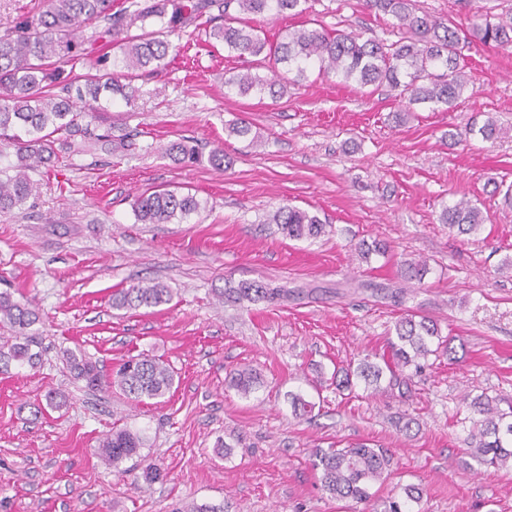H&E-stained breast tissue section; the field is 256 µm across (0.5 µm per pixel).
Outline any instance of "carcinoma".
Instances as JSON below:
<instances>
[{
    "label": "carcinoma",
    "mask_w": 512,
    "mask_h": 512,
    "mask_svg": "<svg viewBox=\"0 0 512 512\" xmlns=\"http://www.w3.org/2000/svg\"><path fill=\"white\" fill-rule=\"evenodd\" d=\"M305 0H124L114 9V0H46L29 11L0 35V155L15 150L12 173L0 169V212L35 206L36 186L29 172L50 169L62 152L74 146V139L90 137L112 148V113L108 102L119 97L132 104L138 97L135 82L154 75L168 65L173 51L170 36L193 35L205 24L208 36L239 56L265 54L281 70L270 78L251 72L225 79L224 84L241 95L253 90L275 98L290 86L300 84L307 70L316 64L322 72H334L345 80L366 86L386 84L411 103L452 105L464 92L469 79L464 71L462 38L456 27L428 14H416L411 0H369L371 6L394 17L404 31L399 40L385 44L352 33L331 34L325 29H288L281 39L270 42L260 30L247 24L242 15L269 13L297 15ZM91 28L88 36L82 29ZM473 36L485 45L512 44V16L497 22L481 17L473 24ZM97 48L105 49L95 60L96 73L84 76V83L72 78L77 66ZM166 154L187 162L201 157L193 141L183 139L167 146ZM196 196L175 190L157 189L138 197L133 214L139 224H170L198 212ZM440 221L461 234L477 231L484 223L481 211L459 200L443 208ZM268 223L293 240L317 239L327 224L315 214L290 205L278 207ZM428 272L424 260L400 262L402 280L421 282ZM291 291L285 286L252 281L241 282L217 293L218 300L231 303L284 302ZM173 293L159 282L141 281L112 295V307L138 309L168 305ZM38 311L28 302L0 291V326L10 335L0 338V374L13 368L36 367L41 358V338L34 326ZM395 339L389 341L392 362L380 366L368 360L354 371H346L336 386L349 389L353 379L364 382V390L381 392L380 381L389 372V388H402L411 378L407 368L420 370L434 354L432 345L452 352L451 339H442L436 322L407 314L395 323ZM74 379L98 390L118 388L136 402L162 399L173 387L174 371L164 362L148 356L124 361L108 379L83 351L64 353ZM228 386L244 397L261 387L260 374L242 368L229 372ZM477 414L464 442L468 455L496 471L512 469V403L480 394L464 397ZM143 437L129 428H119L99 443L101 455L117 469L137 455ZM390 455L385 448L359 443L349 448H318L313 468L319 472L321 490L340 500L356 503L371 498L370 489L388 476ZM404 496L389 500L388 512H412L422 489L403 488Z\"/></svg>",
    "instance_id": "1"
}]
</instances>
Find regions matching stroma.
<instances>
[{
	"mask_svg": "<svg viewBox=\"0 0 512 512\" xmlns=\"http://www.w3.org/2000/svg\"><path fill=\"white\" fill-rule=\"evenodd\" d=\"M419 11L470 33L477 16L512 15V0H413ZM275 40L294 27L399 39L390 16L366 0H307L298 16L253 17ZM470 79L452 106L401 101L388 87L360 86L311 68L282 98L242 95L226 76H271L260 56L208 48L197 29L160 73L141 80L133 106L114 100V126L138 147L81 146L52 173L36 171L34 207L0 213V291L28 299L47 352L40 366L0 375V512H178L187 502L224 512H383L408 485L414 512H512V470L493 472L466 453L464 394L512 401V47L471 41ZM243 119L239 138L227 126ZM496 121L500 137L474 130ZM195 138L222 149L223 167L178 163L166 147ZM168 188L195 194L201 213L171 224L137 223L134 199ZM467 200L484 214L461 234L440 222ZM289 204L333 227L315 240L283 237L268 214ZM381 241L362 261L355 246ZM429 272L394 306L377 285L398 263ZM138 280L175 288L170 304L116 310L112 294ZM260 280L295 289L287 304H221L216 293ZM454 336V357H429L406 392L368 396L336 389V369L390 357L406 311ZM85 351L104 374L148 355L169 364L163 402H133L119 389L89 390L63 360ZM249 367L262 387L244 398L225 383ZM66 406H47L49 391ZM314 405L296 418L292 395ZM141 431L144 445L113 469L97 452L112 428ZM357 442L387 448L390 476L367 504L323 493L316 448ZM159 468L141 482L147 464Z\"/></svg>",
	"mask_w": 512,
	"mask_h": 512,
	"instance_id": "1",
	"label": "stroma"
}]
</instances>
